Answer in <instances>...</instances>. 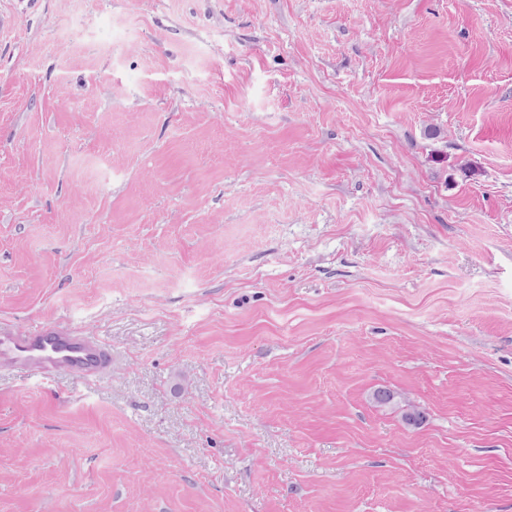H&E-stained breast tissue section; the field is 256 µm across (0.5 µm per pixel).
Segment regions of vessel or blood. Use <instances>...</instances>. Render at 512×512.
Here are the masks:
<instances>
[{
  "mask_svg": "<svg viewBox=\"0 0 512 512\" xmlns=\"http://www.w3.org/2000/svg\"><path fill=\"white\" fill-rule=\"evenodd\" d=\"M0 368L24 373L38 383L62 376L94 382L112 368V349L98 336L63 324L26 330L0 322Z\"/></svg>",
  "mask_w": 512,
  "mask_h": 512,
  "instance_id": "obj_1",
  "label": "vessel or blood"
}]
</instances>
